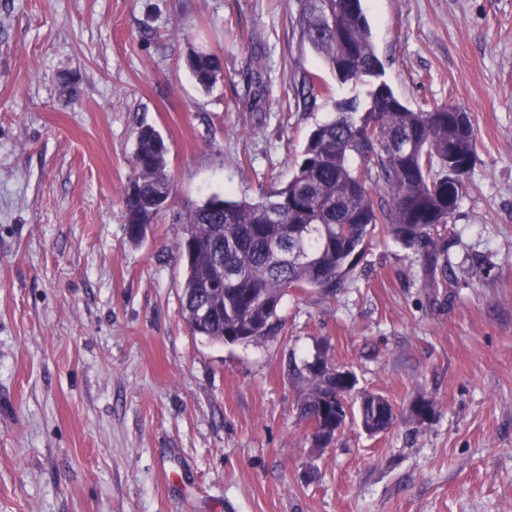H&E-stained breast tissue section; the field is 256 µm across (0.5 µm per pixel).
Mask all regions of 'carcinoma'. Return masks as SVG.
<instances>
[{"instance_id":"1","label":"carcinoma","mask_w":512,"mask_h":512,"mask_svg":"<svg viewBox=\"0 0 512 512\" xmlns=\"http://www.w3.org/2000/svg\"><path fill=\"white\" fill-rule=\"evenodd\" d=\"M302 39L344 83L362 93L336 103V115L310 134L290 180L258 200L228 201L218 194L189 210L186 233L176 244L186 264L182 311L192 333L221 344L260 343L278 335L282 299L292 289L333 294L351 274L365 242L381 227L414 249L433 243L439 226L459 208L477 140L469 113L435 104L409 108L379 81L382 63L361 0H295ZM224 55L192 52L186 66L197 84L211 88L224 73ZM167 148L151 127L140 130L134 175L121 191L129 240L164 211L158 202L171 187ZM389 197L374 200L378 187ZM295 242L302 255L281 262L273 247ZM328 360L308 366L300 415L320 422L312 439L319 448L336 436V419L359 416L375 433L397 418L383 396L363 392L345 413L336 397L347 386L327 372ZM431 399L411 407L424 423L435 413Z\"/></svg>"}]
</instances>
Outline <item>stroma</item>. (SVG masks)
<instances>
[{
	"mask_svg": "<svg viewBox=\"0 0 512 512\" xmlns=\"http://www.w3.org/2000/svg\"><path fill=\"white\" fill-rule=\"evenodd\" d=\"M362 4L396 96L471 115L430 247L448 270L379 230L336 294L283 299L278 336L217 344L182 314L187 212L280 188L351 87L294 0H0V512H512V0ZM199 48L224 54L208 90ZM144 127L173 197L135 244L120 191ZM318 356L393 426L316 449ZM185 62L197 84L204 89H210L218 76L224 73L222 53L192 51Z\"/></svg>",
	"mask_w": 512,
	"mask_h": 512,
	"instance_id": "obj_1",
	"label": "stroma"
}]
</instances>
